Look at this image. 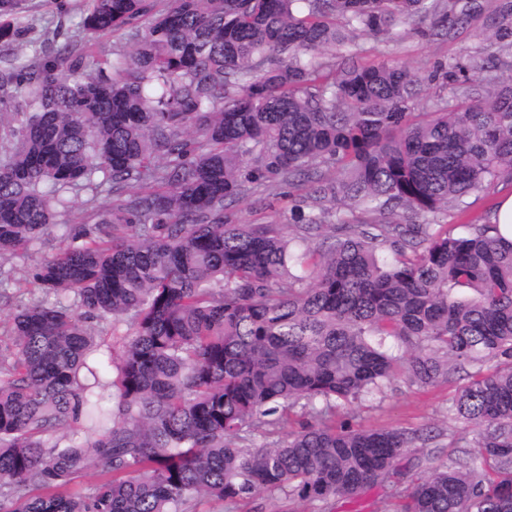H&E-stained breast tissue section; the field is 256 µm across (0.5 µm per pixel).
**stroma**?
Masks as SVG:
<instances>
[{
	"instance_id": "35a3bbf8",
	"label": "stroma",
	"mask_w": 512,
	"mask_h": 512,
	"mask_svg": "<svg viewBox=\"0 0 512 512\" xmlns=\"http://www.w3.org/2000/svg\"><path fill=\"white\" fill-rule=\"evenodd\" d=\"M84 8L85 0H22L14 22L23 27L25 33L14 47L0 49V69L27 59L52 33H59L64 39L78 37ZM484 29L485 18L480 15L468 20L451 36L432 31L427 23L408 24L393 42L381 43L364 36L360 43L370 59L378 61L393 57L407 63L420 77L424 96L452 106L460 100L457 87L430 80L429 75L436 65L448 64L463 55L489 53ZM307 192L306 184L298 180L290 187L288 195L279 197L252 192L230 205L229 211L238 224H284L288 221L292 205L305 198ZM66 199V208L60 209L57 216L59 226L48 238L32 244L23 253L0 259V276L5 277L13 297L12 303L0 306V334L9 325L14 304L36 296L37 290L29 279V271L63 247L62 225L97 223L105 207L112 202L107 194L101 195L96 202H88L86 192L81 190L67 192ZM456 389V384L448 382L421 389L399 380L383 394L348 406L347 417L357 427L404 430L429 427L440 432L441 443L461 437L471 443L475 440L474 433L448 416Z\"/></svg>"
}]
</instances>
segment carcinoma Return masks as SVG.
<instances>
[{"instance_id": "1", "label": "carcinoma", "mask_w": 512, "mask_h": 512, "mask_svg": "<svg viewBox=\"0 0 512 512\" xmlns=\"http://www.w3.org/2000/svg\"><path fill=\"white\" fill-rule=\"evenodd\" d=\"M156 6L88 0L85 38L0 72L21 98L0 110V257L50 234L68 190L112 195L31 270L40 296L0 338V512H195L261 493L279 512H361L378 487L394 512H512V240L490 220L442 230L471 192L512 181V82L471 86L509 65L512 0L486 18L499 56L444 71L453 107L355 41L426 18L449 32L479 0ZM16 9L0 0L1 45ZM116 31L133 50L84 73L90 40ZM300 176L287 225L224 213ZM108 321L130 331L105 379L91 323ZM460 371L448 414L472 451L453 438L404 464L434 436L336 423L399 378ZM293 416L288 440L266 441Z\"/></svg>"}]
</instances>
